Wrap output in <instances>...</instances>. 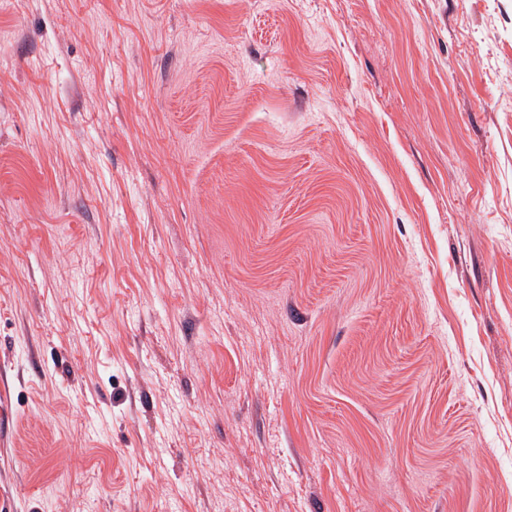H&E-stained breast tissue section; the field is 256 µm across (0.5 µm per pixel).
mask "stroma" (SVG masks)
Wrapping results in <instances>:
<instances>
[{"label":"stroma","instance_id":"stroma-1","mask_svg":"<svg viewBox=\"0 0 512 512\" xmlns=\"http://www.w3.org/2000/svg\"><path fill=\"white\" fill-rule=\"evenodd\" d=\"M0 512H512V0H0Z\"/></svg>","mask_w":512,"mask_h":512}]
</instances>
